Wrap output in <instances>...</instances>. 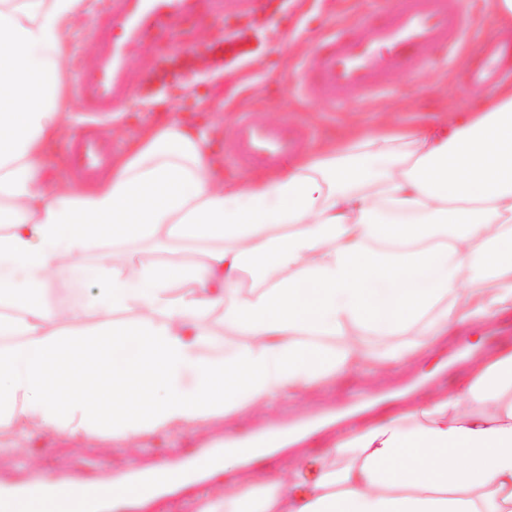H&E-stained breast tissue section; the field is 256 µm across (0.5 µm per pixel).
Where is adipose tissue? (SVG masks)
Here are the masks:
<instances>
[{
    "label": "adipose tissue",
    "instance_id": "adipose-tissue-1",
    "mask_svg": "<svg viewBox=\"0 0 512 512\" xmlns=\"http://www.w3.org/2000/svg\"><path fill=\"white\" fill-rule=\"evenodd\" d=\"M83 5L0 0V432L124 442L194 429L407 363L512 311V84L456 126L380 128L247 178L221 176L208 133L172 121L91 188L56 187L49 146L71 117L62 61ZM137 244L186 259L143 263ZM82 269L93 295L48 298ZM218 309L221 339L204 326ZM125 310L132 324L84 339L48 327ZM387 336L405 342L375 346ZM107 373L111 395L92 397ZM320 460L316 480L293 469L294 490L270 473L197 512H512V350L426 405L337 435Z\"/></svg>",
    "mask_w": 512,
    "mask_h": 512
}]
</instances>
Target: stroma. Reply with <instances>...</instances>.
<instances>
[{"mask_svg": "<svg viewBox=\"0 0 512 512\" xmlns=\"http://www.w3.org/2000/svg\"><path fill=\"white\" fill-rule=\"evenodd\" d=\"M97 2L85 0L84 13L71 24L69 54L62 62L66 82H74L79 69L95 56L94 44L82 41L81 35L98 17ZM278 2L201 0L194 18L153 32L130 47V94L121 112L102 118L76 109L72 112L74 123L98 124L106 137L124 148L129 136L141 128L178 120L211 127L214 146L220 151L224 148L228 118L246 110L264 121L301 119L317 128L314 143L319 146L377 127L415 124L435 115L450 116L468 95L463 84L467 64L458 55L442 67L426 66L415 74L394 77L388 90L368 101L342 92L341 102L333 111L326 112L318 103L297 99V66L315 50L321 31L335 23L357 21V12L366 9L367 0H294L287 21L281 23L276 34L265 42L250 40L251 55L245 67L224 70L215 80L203 79V72L215 66L211 44L235 27L252 20L264 21ZM165 84L172 88L170 98L152 103L153 93ZM486 336V325L464 326L430 354L397 372L355 370L342 380L303 392L274 409L247 414L236 422H215L166 437H148L107 447L100 441L60 439L48 430L18 427L13 433L0 435V477H23L28 463L48 455L65 462L67 474L74 478L96 472L106 458L116 473L134 465H149L158 453L175 460L187 448L221 442L241 428L316 415L353 393L376 395L410 381L418 382L412 397L420 400L439 389L451 388L457 372L448 366L449 354L463 344L470 351L481 353L486 347Z\"/></svg>", "mask_w": 512, "mask_h": 512, "instance_id": "obj_1", "label": "stroma"}]
</instances>
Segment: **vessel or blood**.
<instances>
[{"label": "vessel or blood", "mask_w": 512, "mask_h": 512, "mask_svg": "<svg viewBox=\"0 0 512 512\" xmlns=\"http://www.w3.org/2000/svg\"><path fill=\"white\" fill-rule=\"evenodd\" d=\"M199 0H107L96 24L82 34L93 42V64L82 67L74 92L84 111L103 115L118 111L128 95V47L153 28L193 14ZM474 0H395L368 34L342 24L323 32L315 54L302 66L300 88L306 95L335 106L341 92L368 97L392 77L414 71L424 50L451 52L472 29ZM512 58V48L492 39L478 40L465 75L467 87L481 91L501 77V64ZM313 131L290 119L260 122L240 113L226 144L233 168H279L302 151ZM67 167L82 180L95 179L108 168L112 143L96 132L83 130L64 147ZM286 430L273 426L245 429L223 443L193 448L177 460L158 458L149 467L114 475L111 484L100 477L82 480V491L71 495L61 474L63 464L47 457L30 466V478L20 484H0V512H130L158 497L184 493L199 482L224 480V453L231 450L248 463L265 462L264 449L283 444Z\"/></svg>", "instance_id": "vessel-or-blood-1"}]
</instances>
